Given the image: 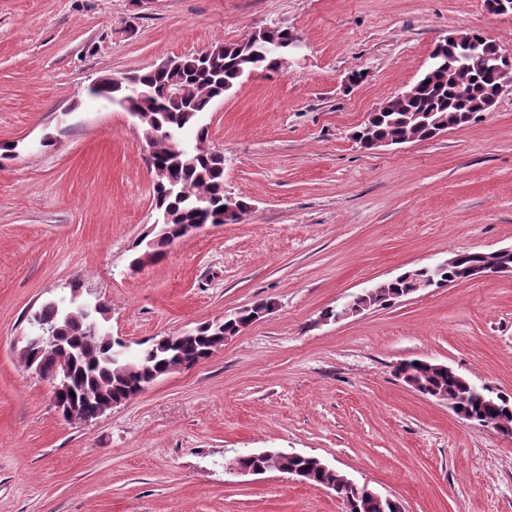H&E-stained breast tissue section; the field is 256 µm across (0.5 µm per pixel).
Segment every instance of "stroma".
<instances>
[{
    "instance_id": "1",
    "label": "stroma",
    "mask_w": 512,
    "mask_h": 512,
    "mask_svg": "<svg viewBox=\"0 0 512 512\" xmlns=\"http://www.w3.org/2000/svg\"><path fill=\"white\" fill-rule=\"evenodd\" d=\"M272 23L300 38L288 71L244 78L201 118L250 211L131 270L156 218L148 148L91 85ZM462 28L512 54V16L484 0H156L138 14L130 0H0V142L17 145L0 161V512H343L285 474L229 472L267 448L318 457L403 512H512V437L394 374L420 358L512 394V277L321 319L405 270L512 246V91L428 141L354 138ZM74 279L133 347L274 309L69 422L20 350L29 311Z\"/></svg>"
}]
</instances>
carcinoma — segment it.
I'll list each match as a JSON object with an SVG mask.
<instances>
[{
  "instance_id": "cac0c4a2",
  "label": "carcinoma",
  "mask_w": 512,
  "mask_h": 512,
  "mask_svg": "<svg viewBox=\"0 0 512 512\" xmlns=\"http://www.w3.org/2000/svg\"><path fill=\"white\" fill-rule=\"evenodd\" d=\"M290 41L297 42L299 37L289 27L267 26L257 30L254 43H214L194 55L174 58L164 70L153 69L120 82L106 77L91 90L96 97L118 101L125 97L128 83L137 84L144 95L133 101L131 110L140 113L142 131L161 134L155 142V153L147 160L155 178L169 189L156 201V208L170 211L175 219L151 247L154 261H160L166 248L182 237L184 224H197L201 219L210 224L235 221L224 192V153L206 146L209 130L199 123V117L244 77L283 72L282 55L274 51V45ZM496 54L497 48L490 40L478 43L474 53L465 57L453 51L449 42L437 43L430 70L406 94L387 100L386 110L372 120L371 136L405 144L429 140L466 124V114L482 111V105L496 96ZM173 84L185 91L180 101L168 96ZM499 261L501 258L494 255L468 252L465 264L477 268ZM422 277L424 273L416 268L412 279L384 281L369 290V298L378 306L398 300L413 287L414 280ZM271 310V302H256L221 322H205L188 333L164 336L127 361L116 362L112 352L120 340L102 333L89 335L85 307L67 309L58 300H48L36 310L37 318L61 329L64 348L47 345L40 359L69 363L74 397L85 411L92 412L105 397L128 399L169 373V367L213 352L224 345V337L238 335L257 314ZM402 369L420 382L423 395H442L502 430L512 425V396L506 404L493 389L478 388L429 360H406ZM235 462L244 468L289 474L302 483L326 487L341 498H352L353 512H381L367 496V487L331 466L321 467L315 456L273 449L268 456L240 454Z\"/></svg>"
}]
</instances>
